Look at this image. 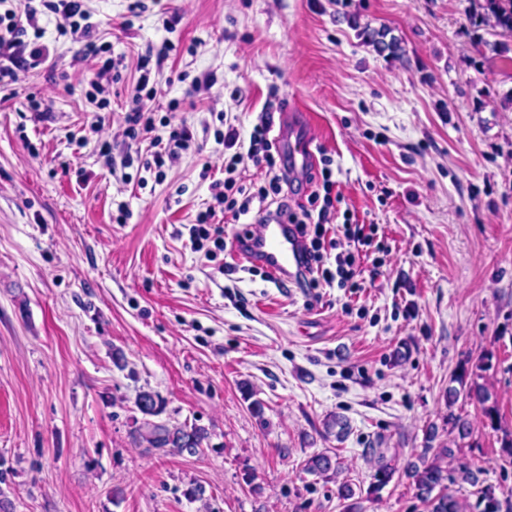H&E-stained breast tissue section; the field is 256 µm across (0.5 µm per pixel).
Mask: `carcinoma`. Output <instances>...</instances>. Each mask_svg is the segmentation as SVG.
<instances>
[{
	"label": "carcinoma",
	"instance_id": "obj_1",
	"mask_svg": "<svg viewBox=\"0 0 512 512\" xmlns=\"http://www.w3.org/2000/svg\"><path fill=\"white\" fill-rule=\"evenodd\" d=\"M481 24L494 30L501 29L512 33V0H483ZM492 355L484 353L477 358L474 369L462 368L451 376L450 382L457 383L462 388L468 389V394L473 396L481 405L483 417L491 429H499V409L496 402L492 401V394L482 384L477 382L481 378V372L491 366ZM137 410L144 416H157L163 412V402L159 396L151 391H142L135 402ZM135 444L148 448L169 449L178 454L184 452L194 455L203 450L208 441V432L205 428L196 424H169L155 423L149 420L143 421L132 432ZM365 454L376 459V468L372 475V482L367 491L368 496L376 497L379 492L388 485L395 474V467L375 448L365 449ZM453 455L450 448H438L429 462L420 461L412 463L405 470V476L412 480L416 490V497L426 504L428 512H501L502 502L491 485L483 484L477 474L471 472L465 478V482L476 488L473 495L475 503H470L468 498L457 495L449 489V485L455 483L448 468L442 466L444 459ZM304 470L310 474L326 475L335 470L332 456L328 453H320L307 460Z\"/></svg>",
	"mask_w": 512,
	"mask_h": 512
}]
</instances>
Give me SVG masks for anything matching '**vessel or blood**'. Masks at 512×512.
I'll use <instances>...</instances> for the list:
<instances>
[{
	"label": "vessel or blood",
	"mask_w": 512,
	"mask_h": 512,
	"mask_svg": "<svg viewBox=\"0 0 512 512\" xmlns=\"http://www.w3.org/2000/svg\"><path fill=\"white\" fill-rule=\"evenodd\" d=\"M276 140L285 148L295 166H306L313 155V141L307 136L278 131ZM235 258L262 264L271 282L289 281L296 272L304 270L305 257L297 233L286 219L260 225L255 234L235 243Z\"/></svg>",
	"instance_id": "vessel-or-blood-1"
}]
</instances>
